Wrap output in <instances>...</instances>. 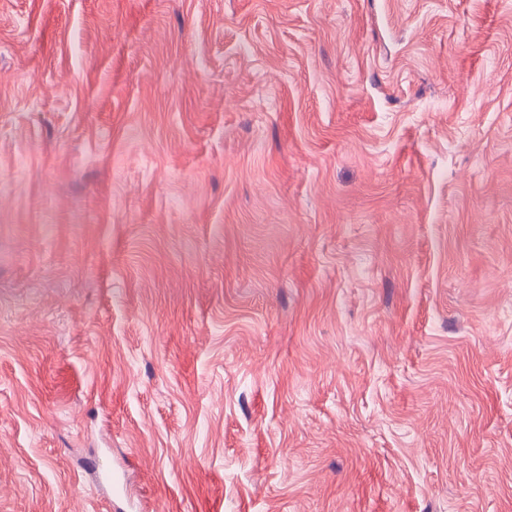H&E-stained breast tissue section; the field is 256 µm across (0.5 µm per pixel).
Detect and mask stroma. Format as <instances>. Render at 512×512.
<instances>
[{"label": "stroma", "instance_id": "1", "mask_svg": "<svg viewBox=\"0 0 512 512\" xmlns=\"http://www.w3.org/2000/svg\"><path fill=\"white\" fill-rule=\"evenodd\" d=\"M512 512V0H0V512Z\"/></svg>", "mask_w": 512, "mask_h": 512}]
</instances>
